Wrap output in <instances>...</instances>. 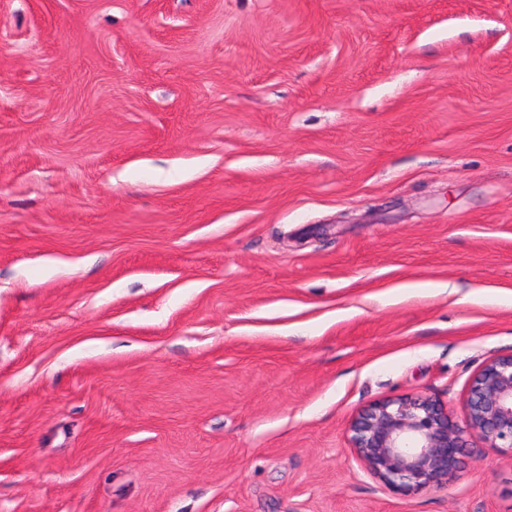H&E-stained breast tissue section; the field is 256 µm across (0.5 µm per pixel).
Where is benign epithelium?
Masks as SVG:
<instances>
[{
  "instance_id": "benign-epithelium-1",
  "label": "benign epithelium",
  "mask_w": 512,
  "mask_h": 512,
  "mask_svg": "<svg viewBox=\"0 0 512 512\" xmlns=\"http://www.w3.org/2000/svg\"><path fill=\"white\" fill-rule=\"evenodd\" d=\"M349 431L369 470L404 492L442 485L477 448L512 454V355L487 362L473 376L462 427L439 400L406 395L368 406Z\"/></svg>"
}]
</instances>
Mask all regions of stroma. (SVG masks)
I'll use <instances>...</instances> for the list:
<instances>
[{
    "mask_svg": "<svg viewBox=\"0 0 512 512\" xmlns=\"http://www.w3.org/2000/svg\"><path fill=\"white\" fill-rule=\"evenodd\" d=\"M511 354L512 0H0V512H512L348 431Z\"/></svg>",
    "mask_w": 512,
    "mask_h": 512,
    "instance_id": "stroma-1",
    "label": "stroma"
}]
</instances>
